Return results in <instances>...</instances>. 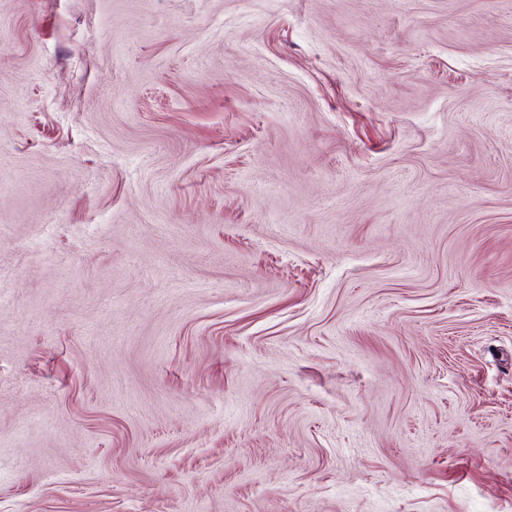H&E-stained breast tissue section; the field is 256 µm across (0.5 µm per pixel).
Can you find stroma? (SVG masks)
I'll return each mask as SVG.
<instances>
[{"label": "stroma", "instance_id": "35a3bbf8", "mask_svg": "<svg viewBox=\"0 0 512 512\" xmlns=\"http://www.w3.org/2000/svg\"><path fill=\"white\" fill-rule=\"evenodd\" d=\"M0 512H512V0H0Z\"/></svg>", "mask_w": 512, "mask_h": 512}]
</instances>
